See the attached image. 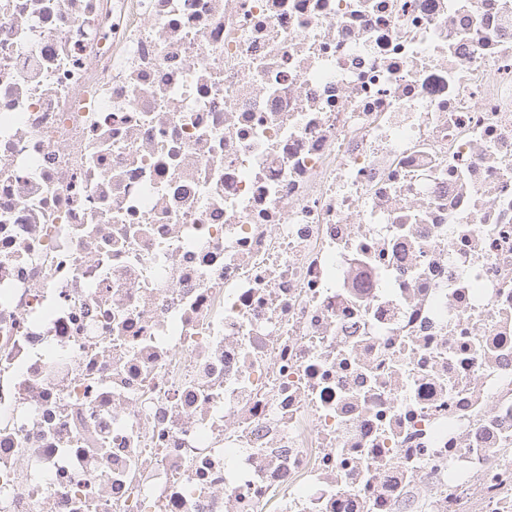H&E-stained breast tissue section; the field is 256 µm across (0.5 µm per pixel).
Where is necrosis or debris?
<instances>
[{"instance_id": "obj_1", "label": "necrosis or debris", "mask_w": 512, "mask_h": 512, "mask_svg": "<svg viewBox=\"0 0 512 512\" xmlns=\"http://www.w3.org/2000/svg\"><path fill=\"white\" fill-rule=\"evenodd\" d=\"M0 512H512V0H0Z\"/></svg>"}]
</instances>
